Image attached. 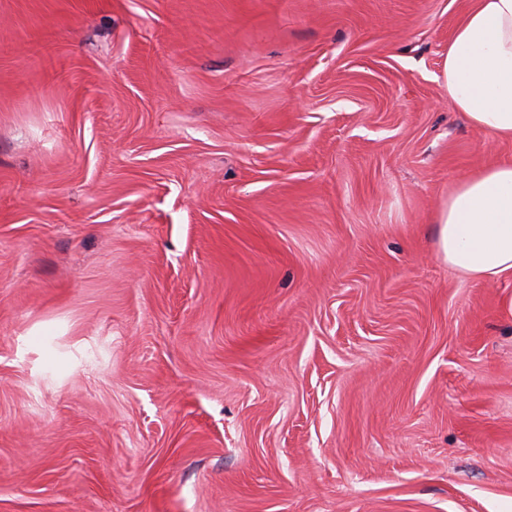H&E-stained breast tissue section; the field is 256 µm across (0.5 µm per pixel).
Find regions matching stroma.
<instances>
[{
    "label": "stroma",
    "mask_w": 512,
    "mask_h": 512,
    "mask_svg": "<svg viewBox=\"0 0 512 512\" xmlns=\"http://www.w3.org/2000/svg\"><path fill=\"white\" fill-rule=\"evenodd\" d=\"M471 5L0 0V512H512ZM439 259L464 277L512 271V162L490 163L456 183L435 218Z\"/></svg>",
    "instance_id": "stroma-1"
}]
</instances>
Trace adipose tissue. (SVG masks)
Listing matches in <instances>:
<instances>
[{"label":"adipose tissue","instance_id":"adipose-tissue-1","mask_svg":"<svg viewBox=\"0 0 512 512\" xmlns=\"http://www.w3.org/2000/svg\"><path fill=\"white\" fill-rule=\"evenodd\" d=\"M442 83L468 122L512 139V0H475L448 43ZM439 259L464 277L512 271V162L456 183L435 218Z\"/></svg>","mask_w":512,"mask_h":512}]
</instances>
